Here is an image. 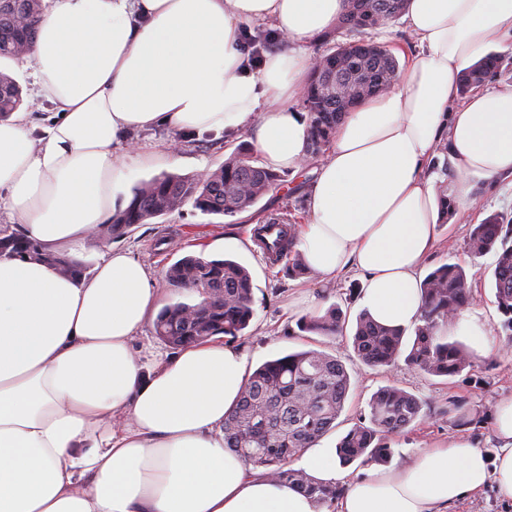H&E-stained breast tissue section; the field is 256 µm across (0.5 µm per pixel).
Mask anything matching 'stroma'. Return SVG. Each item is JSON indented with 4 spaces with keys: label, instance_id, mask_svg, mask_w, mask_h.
Here are the masks:
<instances>
[{
    "label": "stroma",
    "instance_id": "obj_1",
    "mask_svg": "<svg viewBox=\"0 0 512 512\" xmlns=\"http://www.w3.org/2000/svg\"><path fill=\"white\" fill-rule=\"evenodd\" d=\"M172 138H175L172 133L162 128L132 134L133 143L145 152L162 155L164 162L159 166L133 168L128 188H136L163 174L193 175L216 168L240 143L248 141L249 136L243 131L189 132L178 137L181 148L176 160L171 161L166 159L165 153ZM316 166V161H309L297 175L287 176L285 187L270 191L251 209L235 216L206 215L187 205L182 210L136 225L121 237L93 239L83 252V263L86 269H93L105 249L111 246L128 251L155 273L160 302L167 306L178 302L194 304L199 300L195 291L178 292L168 285L164 273L170 265L188 255L236 260L252 276L255 315L236 341L247 355L249 368L306 348L310 342L294 334L297 319L336 305L348 320H355L362 310L361 300L350 297L349 291L361 288V279L358 273L349 271L334 283L322 286L304 276H288L272 268L254 245L252 235L255 227L264 224L271 213L288 210L296 216H305L306 196ZM474 195L477 207L459 212L450 223L437 225V242L423 269L428 272L450 260L460 263L473 282V308L480 311L489 328L496 332L501 316L489 287L495 256L491 253L479 258L471 256L467 240L471 225L480 222L486 214L500 213L512 218V179L503 177L493 184L475 181ZM231 236L239 239V246H223V239ZM451 337L460 340L474 358L470 372L455 378L430 376L402 361L378 372L362 365L353 352L350 337H316L311 344L340 358L351 374V389L340 417L341 424L329 434V442H337L359 414L367 412L368 401L378 389L396 385L426 402L430 412L421 424L391 440L392 464L404 462L419 450L448 444L462 435L473 439L488 453H495V406L499 398L512 396V337L496 332L494 343L488 348L474 344L456 330ZM452 396L465 397L485 411L482 427L461 429L449 423L446 410Z\"/></svg>",
    "mask_w": 512,
    "mask_h": 512
}]
</instances>
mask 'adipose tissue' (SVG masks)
Here are the masks:
<instances>
[{
    "label": "adipose tissue",
    "mask_w": 512,
    "mask_h": 512,
    "mask_svg": "<svg viewBox=\"0 0 512 512\" xmlns=\"http://www.w3.org/2000/svg\"><path fill=\"white\" fill-rule=\"evenodd\" d=\"M347 0H52L30 54L42 132L0 117V212L41 252L76 256L116 208L147 153L134 132L241 130L263 163H306L296 108L314 68L302 43L333 31ZM417 46L387 92L359 101L315 170L296 247L322 283L348 271L362 306L390 326L417 323L422 264L436 243V149L470 203L472 178L512 174V86L453 107L460 76L512 45V0H408ZM288 42L250 68L245 28ZM159 301L155 275L107 249L73 279L0 255V512H318L317 503L224 446V417L248 377L242 348L189 346L152 377L130 348ZM495 456L459 437L350 482L338 512H448L494 487L512 503V398L496 406ZM341 476L327 438L296 462Z\"/></svg>",
    "instance_id": "adipose-tissue-1"
}]
</instances>
